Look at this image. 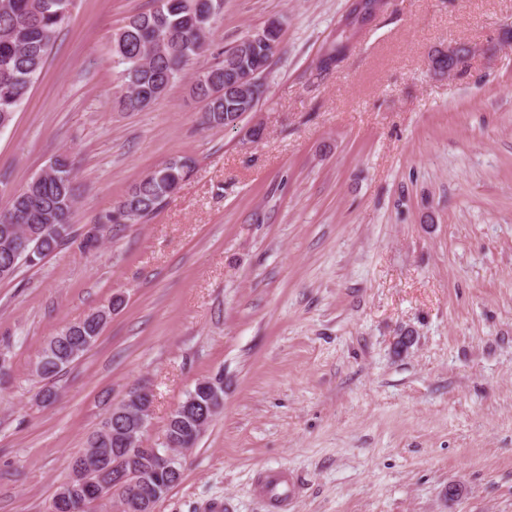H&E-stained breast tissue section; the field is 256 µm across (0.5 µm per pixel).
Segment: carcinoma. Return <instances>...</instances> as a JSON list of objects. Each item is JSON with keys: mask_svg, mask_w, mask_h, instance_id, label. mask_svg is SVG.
<instances>
[{"mask_svg": "<svg viewBox=\"0 0 512 512\" xmlns=\"http://www.w3.org/2000/svg\"><path fill=\"white\" fill-rule=\"evenodd\" d=\"M74 0H0V128L8 127L19 106L38 78L57 34L68 21ZM224 0H154L147 11L129 17L113 34L112 55L122 65L124 91L117 104L125 112H142L182 81L186 67L205 56L213 23ZM346 33H341L321 60L328 69L344 52ZM248 36L213 57L191 78L189 95L205 102L202 124L221 129L235 126L255 110L266 92L265 83L245 80L255 67L267 68L279 50V34L270 33L267 43L245 51ZM194 170V160L178 156L148 172L123 197L98 218L100 224H136L168 199V189ZM77 199L71 162L57 155L41 174L18 190L9 206L0 210V280L15 275L20 265L34 264L55 252L71 234V218ZM106 317L84 320L65 327L42 348L36 373L48 384L40 393L50 405L57 392L49 385L64 369L80 358L100 337ZM221 376L199 381L170 414L162 448H192L211 422L210 407H222ZM146 422L131 402L125 415H107L88 439V448L73 459L79 470L71 483L58 489L56 512H85L90 504L112 496L123 512H144L112 479V463L126 454L128 433L141 439ZM160 502L182 479V465L157 473L153 460L141 456L133 461Z\"/></svg>", "mask_w": 512, "mask_h": 512, "instance_id": "1", "label": "carcinoma"}]
</instances>
